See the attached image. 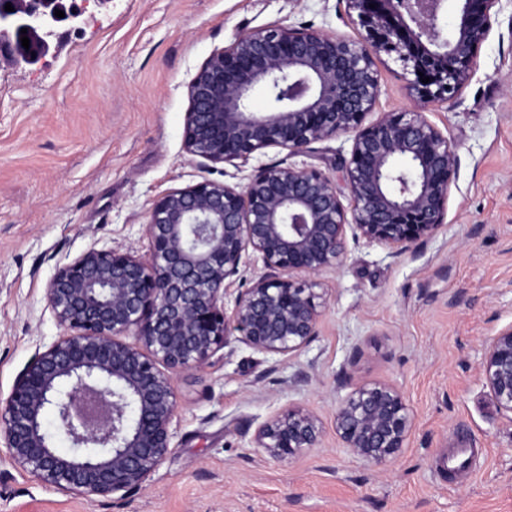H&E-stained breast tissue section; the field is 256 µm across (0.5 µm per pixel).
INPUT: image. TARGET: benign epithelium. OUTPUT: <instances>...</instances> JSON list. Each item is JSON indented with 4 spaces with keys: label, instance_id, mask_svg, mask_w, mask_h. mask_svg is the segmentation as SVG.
Masks as SVG:
<instances>
[{
    "label": "benign epithelium",
    "instance_id": "7a95c632",
    "mask_svg": "<svg viewBox=\"0 0 512 512\" xmlns=\"http://www.w3.org/2000/svg\"><path fill=\"white\" fill-rule=\"evenodd\" d=\"M77 2L0 0V54L17 65L38 62L58 24L80 23ZM347 2L366 32L359 40L272 23L212 53L188 86L184 123L187 152L213 164L245 166L268 148L295 154L349 135L351 157L340 162L346 198L318 169L269 165L241 189L202 181L157 199L146 258L90 249L60 266L45 298L67 333L35 352L0 401V441L34 481L85 496L138 492L173 451L174 374L209 366L232 339L282 356L305 347L326 306L308 278L340 265L347 231L402 252L446 224L455 147L423 112L364 124L380 94L376 59L396 55L412 75L414 99L445 103L471 78L500 0H459L450 38L439 25L443 0ZM8 3L14 11H5ZM24 35L33 48H20ZM257 86L266 92L264 112L250 106ZM250 251L267 272L229 308L230 283ZM480 370L498 407L512 414V326L486 345ZM50 407L72 455L59 453L44 429ZM335 423L344 447L377 466L397 458L412 428L402 394L379 382L356 387ZM319 440L316 416L299 407L255 436L276 460Z\"/></svg>",
    "mask_w": 512,
    "mask_h": 512
}]
</instances>
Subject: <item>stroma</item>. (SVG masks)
<instances>
[{"mask_svg":"<svg viewBox=\"0 0 512 512\" xmlns=\"http://www.w3.org/2000/svg\"><path fill=\"white\" fill-rule=\"evenodd\" d=\"M271 23L364 33L347 0H89L79 28L60 23L39 63L0 57V399L65 333L45 299L56 269L90 249L147 254V216L165 192L204 180L242 187L284 161L345 192L346 135L292 156L270 148L243 167L184 148L187 87L203 62ZM378 69L368 121L422 111L456 146L441 230L403 253L348 238L342 263L315 278L327 305L300 351L234 341L211 366L175 374L174 450L133 497L57 492L0 446V512H512V415L479 370L512 325V0L492 9L473 76L452 100L414 102L395 57ZM372 382L396 386L414 423L384 466L336 433L339 404ZM291 405L317 416L321 438L280 461L254 435ZM464 448L472 456L442 473Z\"/></svg>","mask_w":512,"mask_h":512,"instance_id":"obj_1","label":"stroma"}]
</instances>
